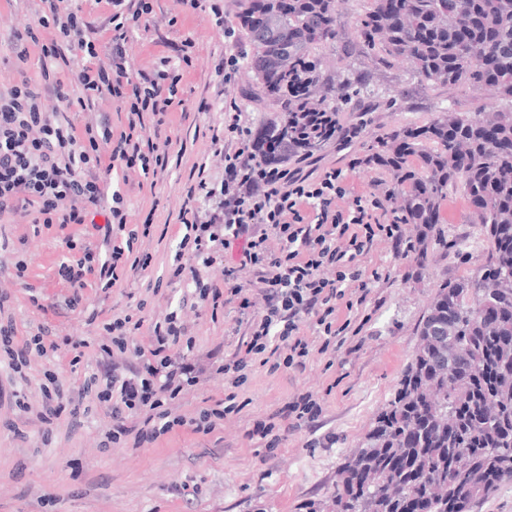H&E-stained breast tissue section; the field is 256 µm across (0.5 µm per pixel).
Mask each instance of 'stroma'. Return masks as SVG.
Here are the masks:
<instances>
[{
    "instance_id": "obj_1",
    "label": "stroma",
    "mask_w": 512,
    "mask_h": 512,
    "mask_svg": "<svg viewBox=\"0 0 512 512\" xmlns=\"http://www.w3.org/2000/svg\"><path fill=\"white\" fill-rule=\"evenodd\" d=\"M153 21L132 26L126 41L131 75L180 74L173 104L163 125L146 118V133L166 143L168 167L156 175L132 170L112 172V187L125 198L124 225L106 227L103 216L87 224H34L19 216H0V294L9 300L0 319L12 321L16 342L42 337L46 352L30 350L25 379V409L0 401V512H330L339 469L360 447L386 400L394 392L417 345L416 328L439 285L468 277L484 264L487 243L480 225L470 223V205L453 191L443 201L439 224H409V254L376 239L359 261L370 293L363 305H339L331 320L341 333L326 339L313 317L302 325L312 351L304 367L272 371L252 359L245 380L232 387L218 372L220 364L243 358L247 323L239 322L235 304L214 311L195 302L185 283L174 278L178 257L189 254L178 215L198 162L207 165L212 187L224 179V156L213 133L224 128V108L236 102L247 126L258 128L269 116L265 102L253 98L254 77L240 66L231 86L216 73L222 56L247 49L231 44L209 8L196 9L182 0H151ZM37 0H0V89L20 75L41 80L40 50L29 46L27 64H18L8 41L36 22ZM499 107L492 92L480 97L463 93L446 100L414 91L405 111L370 113V128L389 132L414 123L423 125L444 108L456 112L476 105ZM368 140L353 149L327 146L318 155L322 167L347 169L355 192L384 197L393 183L390 173L364 168L349 171L352 153H366ZM130 245L120 264L125 272L113 285L99 274L86 287L74 288L57 274L61 263L92 258L101 265L109 244ZM150 256L147 271L132 270L135 259ZM24 279H17V265ZM133 315L142 325L137 344L152 343L153 326L177 316L194 344L196 360L206 371L169 405L172 416L194 417L234 396L229 413L210 435L179 429L142 447L107 444L112 408L93 403L86 414L63 412L52 425L42 421L41 388L57 374L71 398L79 402L86 378L102 373L113 357L105 351L112 336L104 326ZM89 343L83 357L65 347V339ZM57 351H50L51 343ZM312 395L321 407L315 421L280 418L289 399ZM275 420L279 441L250 437L255 422Z\"/></svg>"
}]
</instances>
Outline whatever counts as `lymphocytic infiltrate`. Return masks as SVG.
I'll list each match as a JSON object with an SVG mask.
<instances>
[{
    "label": "lymphocytic infiltrate",
    "instance_id": "1",
    "mask_svg": "<svg viewBox=\"0 0 512 512\" xmlns=\"http://www.w3.org/2000/svg\"><path fill=\"white\" fill-rule=\"evenodd\" d=\"M37 23L24 38L40 49L41 59H63L71 77L56 83L62 102H69L70 88H77L80 112L66 115L42 107V85L21 78L0 91V215L31 218L36 224H83L92 209L109 202L107 223H124L120 192H108V177L115 167L156 172L167 163L168 153L152 138L138 134L144 113L163 120L176 94L179 75L171 86L160 85L150 74L131 78L125 66V42L130 24L149 18V0H111L110 22L114 34L106 51H98L87 39L89 21L81 10L60 13L57 0H39ZM53 38H44L46 30ZM110 98L128 114V130L113 136L108 118H91L95 101ZM224 130L234 146L224 150V181L210 187L205 163L196 166L180 212V221L194 231L193 260L212 264L217 253L241 242V265L263 268L261 278L265 306L255 303L237 281L238 266L224 268V282L217 285L196 280L195 294L212 307L233 299L240 315L248 316L247 354L276 356L288 368H300L310 355V342L301 332L303 317L312 315L324 333H331L330 317L351 284L359 282L358 266L374 239L402 244L405 227L398 215L383 213L380 199L350 192L344 170L330 167L312 173V157H298L281 165L257 156L252 132L242 122V112L229 104ZM113 141L108 159L97 153L98 140ZM348 198L347 207L337 201ZM211 201L207 219H200L197 203ZM112 345L132 352L139 367L126 372L113 363L96 389V377L85 380L83 396L110 403L115 426L113 442L130 435L127 415L146 412L136 441H148L177 427L196 434H211L226 409L201 410L184 420L170 417L165 409L184 386L198 383L201 372L195 362L193 342L185 327L167 318L153 329L149 349L134 345L129 319L109 323Z\"/></svg>",
    "mask_w": 512,
    "mask_h": 512
}]
</instances>
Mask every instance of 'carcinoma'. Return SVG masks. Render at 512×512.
<instances>
[{
	"mask_svg": "<svg viewBox=\"0 0 512 512\" xmlns=\"http://www.w3.org/2000/svg\"><path fill=\"white\" fill-rule=\"evenodd\" d=\"M341 2L232 0L256 94L275 112L254 137L280 142V157L327 146L309 112L338 122L404 109L403 92L355 66L339 82L324 69L323 54L350 43L377 68L410 64L425 91H491L502 106L387 133L357 122L380 147L372 157L393 176L387 200L404 223H435L460 189L489 255L476 276L435 292L397 389L341 467L333 512H475L512 482V0H368L350 28Z\"/></svg>",
	"mask_w": 512,
	"mask_h": 512,
	"instance_id": "carcinoma-1",
	"label": "carcinoma"
}]
</instances>
